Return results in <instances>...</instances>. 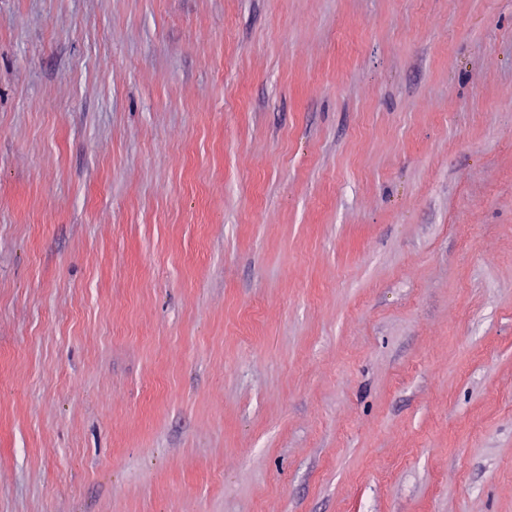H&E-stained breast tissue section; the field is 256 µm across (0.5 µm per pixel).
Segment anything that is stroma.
Segmentation results:
<instances>
[{"mask_svg": "<svg viewBox=\"0 0 512 512\" xmlns=\"http://www.w3.org/2000/svg\"><path fill=\"white\" fill-rule=\"evenodd\" d=\"M0 512H512V0H0Z\"/></svg>", "mask_w": 512, "mask_h": 512, "instance_id": "obj_1", "label": "stroma"}]
</instances>
